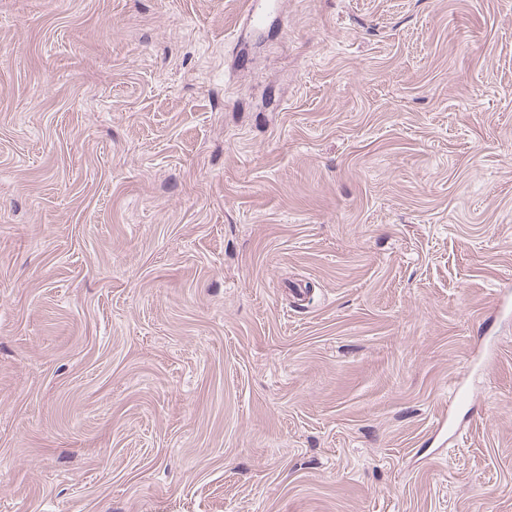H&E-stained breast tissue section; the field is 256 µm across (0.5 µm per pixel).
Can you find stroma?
I'll use <instances>...</instances> for the list:
<instances>
[{"label":"stroma","instance_id":"stroma-1","mask_svg":"<svg viewBox=\"0 0 512 512\" xmlns=\"http://www.w3.org/2000/svg\"><path fill=\"white\" fill-rule=\"evenodd\" d=\"M0 0V512H512V0ZM242 10L240 17L242 19L237 32L242 36L248 31L260 28L265 21V15L257 0H242Z\"/></svg>","mask_w":512,"mask_h":512}]
</instances>
